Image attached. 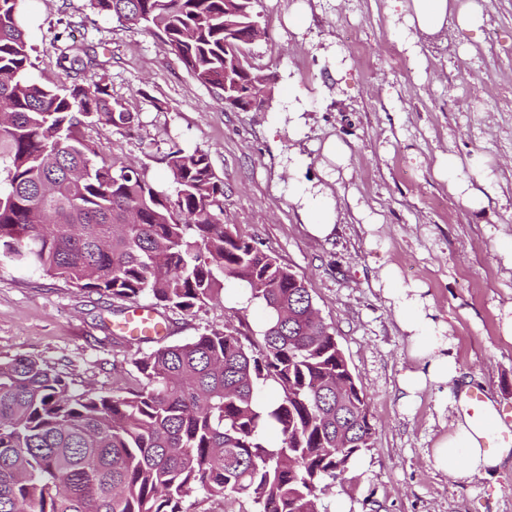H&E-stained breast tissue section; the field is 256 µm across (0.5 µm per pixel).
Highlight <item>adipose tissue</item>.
I'll return each mask as SVG.
<instances>
[{
	"instance_id": "1",
	"label": "adipose tissue",
	"mask_w": 512,
	"mask_h": 512,
	"mask_svg": "<svg viewBox=\"0 0 512 512\" xmlns=\"http://www.w3.org/2000/svg\"><path fill=\"white\" fill-rule=\"evenodd\" d=\"M402 21L396 31L406 46H414L419 37L433 36L456 20L459 31L469 33L484 26L488 16L480 0H393ZM435 173L447 181L450 192L460 196L471 210L486 207L488 194L495 188L480 157L448 154L437 157ZM478 172L481 188H473L463 178L464 170ZM292 199L308 218L307 231L324 240L334 233L338 202L331 191L295 175L291 181ZM375 286L381 289L391 306L397 324L406 337L414 368L399 379V403L404 411H412L422 394L437 390L441 409L450 420L447 434L441 436L432 450L435 466L460 483H469L499 469L504 459L512 456V447H490V431L476 423L456 402L453 389L460 383L462 372L454 352V340L448 325L437 319L424 288L404 282L395 266H384Z\"/></svg>"
}]
</instances>
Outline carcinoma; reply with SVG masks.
I'll list each match as a JSON object with an SVG mask.
<instances>
[{"label":"carcinoma","instance_id":"cac0c4a2","mask_svg":"<svg viewBox=\"0 0 512 512\" xmlns=\"http://www.w3.org/2000/svg\"><path fill=\"white\" fill-rule=\"evenodd\" d=\"M255 0H90L153 35L219 96L252 97L242 48ZM23 0H0V268L87 293L191 313L232 284L262 325L210 330L139 352L136 384L112 394L17 354L0 360V512H184L191 491L251 500L254 512H320L374 428L331 327L292 269L224 224V178L208 153L166 155L174 192L143 169L99 159L88 119L137 114L71 45L70 84L31 77Z\"/></svg>","mask_w":512,"mask_h":512}]
</instances>
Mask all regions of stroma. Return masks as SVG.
<instances>
[{
  "mask_svg": "<svg viewBox=\"0 0 512 512\" xmlns=\"http://www.w3.org/2000/svg\"><path fill=\"white\" fill-rule=\"evenodd\" d=\"M257 0L266 30L252 47L274 95L267 112L225 106L184 69L158 38L98 14L89 0H25L35 78L65 79L60 54L71 42L95 48L96 73L113 98L137 113L132 129L91 121L83 130L103 158L143 168L161 190L172 187L164 160L178 146L208 152L224 179V221L252 237L303 279L334 330L366 395L375 434L355 465L319 495L320 512L344 498L348 512H512V462L489 477L457 483L431 458L448 430L436 392L413 412L399 405V378L415 365L394 312L373 286L382 267L421 284L455 340L463 379L495 405L512 409V341L500 332L512 306V268L499 243L512 236V0H486L478 31L448 27L420 39L424 64L392 31L389 0ZM299 85L302 135L288 130V85ZM337 137L347 168L328 176L322 147ZM486 159L506 203L467 208L434 173L438 155ZM306 180L337 197L332 238L310 236L289 195L290 158ZM380 217L366 227L354 209ZM111 299L59 279L0 268V359L33 356L77 385L109 394L130 385L144 345L113 333ZM244 312L226 303L173 312L164 343L211 329L239 327Z\"/></svg>",
  "mask_w": 512,
  "mask_h": 512,
  "instance_id": "stroma-1",
  "label": "stroma"
}]
</instances>
